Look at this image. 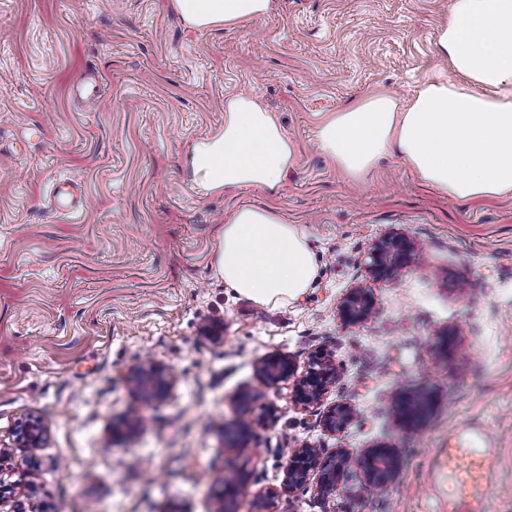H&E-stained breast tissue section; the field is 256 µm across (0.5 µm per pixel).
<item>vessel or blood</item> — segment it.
<instances>
[{
	"label": "vessel or blood",
	"mask_w": 512,
	"mask_h": 512,
	"mask_svg": "<svg viewBox=\"0 0 512 512\" xmlns=\"http://www.w3.org/2000/svg\"><path fill=\"white\" fill-rule=\"evenodd\" d=\"M53 197L64 214L79 210L82 192L67 180L56 181ZM497 442L477 421L468 422L448 434V512H489Z\"/></svg>",
	"instance_id": "obj_1"
}]
</instances>
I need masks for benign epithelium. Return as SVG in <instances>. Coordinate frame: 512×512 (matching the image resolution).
Listing matches in <instances>:
<instances>
[{"label":"benign epithelium","mask_w":512,"mask_h":512,"mask_svg":"<svg viewBox=\"0 0 512 512\" xmlns=\"http://www.w3.org/2000/svg\"><path fill=\"white\" fill-rule=\"evenodd\" d=\"M416 255L415 245L404 238L382 240L370 252L369 270L375 276L382 277L403 267ZM374 310L372 292L359 286L349 289L340 303V315L347 325L367 319ZM257 375L259 385L241 398V403L252 414L249 419L241 420L232 427L230 441L234 445H245L255 427L266 425L271 405L264 403L259 413H253L266 389L293 378L296 402L310 409L321 404L328 388L336 383L337 372L336 365L328 355L313 356L306 371L300 375L288 358L271 355L258 362ZM127 382L137 394L160 402L171 394L177 383V375L166 366L149 363L132 372ZM433 398L434 392L431 390H396L393 407L397 420L408 428L415 427L430 408ZM357 416L354 405L339 402L324 412L321 423L326 431L340 435L346 432ZM45 434L40 419L30 415L19 422L15 430V444L24 448H39L45 441ZM400 464L401 450L389 445L339 448L335 454L325 458L323 449L306 442L293 449L288 457L281 489L290 493L305 490L313 484L325 498L336 493L346 474L353 473L361 478L365 489L377 491L385 488L394 478Z\"/></svg>","instance_id":"obj_1"}]
</instances>
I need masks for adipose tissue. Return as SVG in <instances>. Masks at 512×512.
<instances>
[{"label": "adipose tissue", "instance_id": "1", "mask_svg": "<svg viewBox=\"0 0 512 512\" xmlns=\"http://www.w3.org/2000/svg\"><path fill=\"white\" fill-rule=\"evenodd\" d=\"M193 29L268 13L272 0H172ZM438 53L464 82L423 79L410 102L367 97L319 125L320 149L350 176L403 158L424 183L459 201L512 197V0H451ZM296 144L254 95L224 101V127L195 143L192 176L203 192L254 186L274 194ZM216 269L253 302L285 307L317 279L304 232L276 213L243 206L225 220Z\"/></svg>", "mask_w": 512, "mask_h": 512}]
</instances>
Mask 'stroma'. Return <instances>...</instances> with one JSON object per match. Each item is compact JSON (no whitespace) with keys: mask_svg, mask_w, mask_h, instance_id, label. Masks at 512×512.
<instances>
[{"mask_svg":"<svg viewBox=\"0 0 512 512\" xmlns=\"http://www.w3.org/2000/svg\"><path fill=\"white\" fill-rule=\"evenodd\" d=\"M449 2L274 0L262 17L194 31L170 0H0V480L20 512H220L233 470L236 512H446L448 431L472 419L497 441L490 512H512V197L455 200L396 155L356 179L315 139L365 97L406 103L424 78L454 79L436 51ZM239 92L297 144L278 195L191 181L194 143L223 128ZM60 178L80 183L83 210L52 208ZM241 206L308 235L319 275L287 307L240 297L215 270ZM394 233L420 258L374 280L369 251ZM358 285L376 312L346 327L339 304ZM319 351L339 373L322 406L302 409L279 383L272 421L246 447L225 444L262 358L302 370ZM147 361L178 376L159 404L127 384ZM399 386L439 392L419 430L394 416ZM339 401L359 416L337 436L320 415ZM29 414L43 447L14 445ZM306 442L328 456L389 443L402 466L382 493L352 474L328 498L281 492Z\"/></svg>","mask_w":512,"mask_h":512,"instance_id":"1","label":"stroma"}]
</instances>
